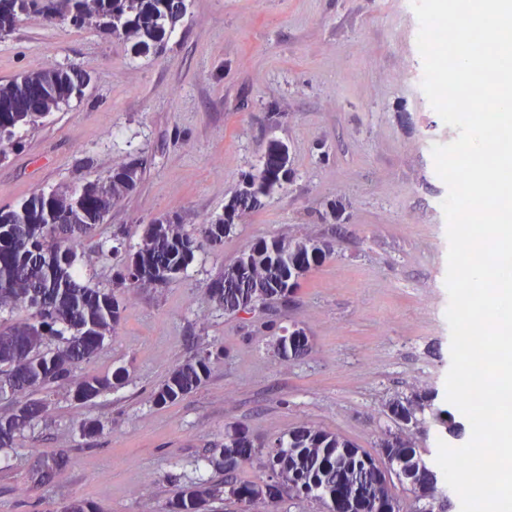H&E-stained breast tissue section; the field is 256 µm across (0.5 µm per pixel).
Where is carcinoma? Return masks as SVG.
Wrapping results in <instances>:
<instances>
[{"label": "carcinoma", "instance_id": "obj_1", "mask_svg": "<svg viewBox=\"0 0 512 512\" xmlns=\"http://www.w3.org/2000/svg\"><path fill=\"white\" fill-rule=\"evenodd\" d=\"M183 0H0V36L14 28L18 15L42 13L84 26L88 17L96 27L131 43L138 57L158 54L166 36L185 13H174ZM86 77L75 68H38L25 75L0 82V147H5L22 127H34L70 100L82 96ZM283 144L273 141L255 172L248 175L225 206V215L202 225L200 232L214 246L230 234L226 218L259 207L262 199L281 187L280 179L270 180L280 161ZM141 169L134 161L122 163L102 179L79 189L37 192L18 208L0 210V312L24 307L36 309L35 320L20 322L0 330V396L37 391L49 385H73L76 398L87 400L112 387L108 378L74 380V370L91 359L114 331L120 319V304L112 293L93 288L81 278L75 263L77 248L92 238L112 205L133 191ZM293 246L286 240L264 241L252 246L249 258L262 281L249 287L233 266L215 280L212 298L232 313L242 295L256 298L278 285L284 273L273 254ZM195 235L180 224H149L133 256L140 266L144 285H164L160 271L181 273L194 259ZM60 345L43 350L48 341ZM210 356H201L176 367L155 393L158 405L173 404L197 390L209 371ZM46 404L29 400L15 416L0 424V448H9L25 428L42 417ZM349 441L330 433L301 427L268 458L276 469L271 483L236 482L230 477L238 465L255 453L248 434L232 428L224 437L220 456L234 485V492L253 500L274 499L280 487L294 483L318 498L326 495L348 498L371 487L374 476L356 465L340 449ZM218 495L214 486L200 480L174 504L175 512H199L203 501Z\"/></svg>", "mask_w": 512, "mask_h": 512}]
</instances>
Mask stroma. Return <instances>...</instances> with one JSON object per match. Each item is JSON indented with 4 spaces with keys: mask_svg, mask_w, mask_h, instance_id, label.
Returning a JSON list of instances; mask_svg holds the SVG:
<instances>
[{
    "mask_svg": "<svg viewBox=\"0 0 512 512\" xmlns=\"http://www.w3.org/2000/svg\"><path fill=\"white\" fill-rule=\"evenodd\" d=\"M159 55L92 27L19 15L0 38V81L42 66H71L90 82L44 125L20 131L0 156V209L39 191L142 165L77 266L115 293L112 336L74 371L120 377L86 402L70 386L37 391L48 412L0 449V512H172L199 480L223 484L217 451L230 428L259 443L238 480L263 484L267 448L302 426L378 453L403 435L427 463L438 441L457 447L471 426L448 409L451 365L448 189L434 145L453 142L422 89L419 21L411 0H186ZM288 148V182L235 221L215 247L198 231L221 215L268 144ZM168 217L198 234L193 262L161 287L118 284L147 224ZM327 243L288 305L225 313L211 283L260 240ZM301 329L309 349L279 359L277 337ZM211 352L206 382L160 406L153 393L175 367ZM431 409L399 431L392 410L415 396ZM96 421L97 432L82 430ZM399 512H461L440 484L422 499L392 480Z\"/></svg>",
    "mask_w": 512,
    "mask_h": 512,
    "instance_id": "1",
    "label": "stroma"
}]
</instances>
